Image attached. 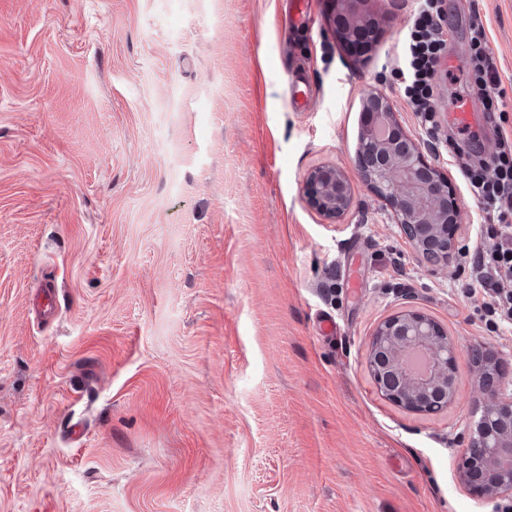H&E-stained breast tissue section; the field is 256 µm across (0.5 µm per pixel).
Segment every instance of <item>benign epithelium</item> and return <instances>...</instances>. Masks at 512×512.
Returning <instances> with one entry per match:
<instances>
[{"label":"benign epithelium","instance_id":"obj_1","mask_svg":"<svg viewBox=\"0 0 512 512\" xmlns=\"http://www.w3.org/2000/svg\"><path fill=\"white\" fill-rule=\"evenodd\" d=\"M363 0H338L339 28L350 33ZM365 123L355 164L376 195L391 207L397 223L427 263L444 267L456 248L460 208L447 176L426 158L404 132L383 94L363 101ZM303 193L309 206L336 221L350 206V184L333 165L311 171ZM463 352L429 314L401 311L376 329L368 364L376 386L389 401L414 412L436 413L458 398L457 367ZM479 375L481 397L475 401L459 476L488 502L499 507L512 500V394H504L500 371L471 360Z\"/></svg>","mask_w":512,"mask_h":512}]
</instances>
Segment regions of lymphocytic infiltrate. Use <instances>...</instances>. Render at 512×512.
Here are the masks:
<instances>
[{
  "mask_svg": "<svg viewBox=\"0 0 512 512\" xmlns=\"http://www.w3.org/2000/svg\"><path fill=\"white\" fill-rule=\"evenodd\" d=\"M440 14L438 0H418L404 28L399 63L401 96L430 132L438 127L433 80L445 46L437 22ZM470 41L478 93L487 100H499L497 70L484 49L486 30L481 21L473 22ZM457 171L467 193L488 219L482 229L484 241L469 261L483 290L480 310L492 329L511 328L512 289H505L501 281L512 277V137L499 135L498 149L489 159H459Z\"/></svg>",
  "mask_w": 512,
  "mask_h": 512,
  "instance_id": "1",
  "label": "lymphocytic infiltrate"
}]
</instances>
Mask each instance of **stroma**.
<instances>
[{"mask_svg":"<svg viewBox=\"0 0 512 512\" xmlns=\"http://www.w3.org/2000/svg\"><path fill=\"white\" fill-rule=\"evenodd\" d=\"M289 2L0 0V512H492L457 470L469 358L456 404L429 414L382 397L368 355L420 309L508 361L512 390V328L487 326L459 255L422 262L355 155L372 91L450 182V151L493 155L512 134V0H442L433 146L399 95L416 0H361L379 32L360 54L332 0L300 25ZM461 101L472 129L449 117ZM322 165L350 183L336 223L302 192ZM48 281L40 321L27 302ZM471 46L474 53L471 57L472 69L476 75L478 94L489 102L499 101L501 91L497 70L493 60L486 54L484 45L486 42V30L480 20H475L471 26Z\"/></svg>","mask_w":512,"mask_h":512,"instance_id":"1","label":"stroma"}]
</instances>
